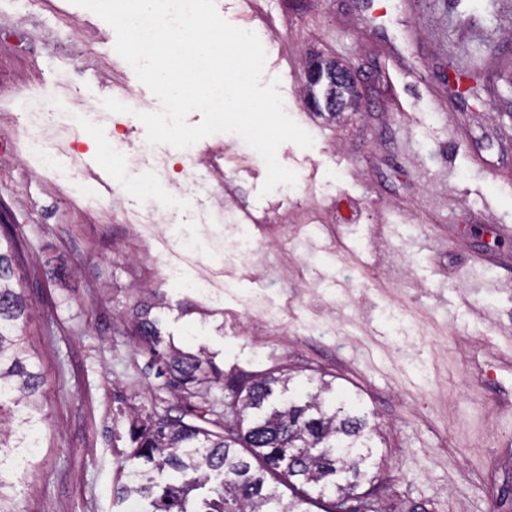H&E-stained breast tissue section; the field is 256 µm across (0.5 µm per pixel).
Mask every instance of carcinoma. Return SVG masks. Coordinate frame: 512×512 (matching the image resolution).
I'll return each instance as SVG.
<instances>
[{
  "label": "carcinoma",
  "instance_id": "carcinoma-1",
  "mask_svg": "<svg viewBox=\"0 0 512 512\" xmlns=\"http://www.w3.org/2000/svg\"><path fill=\"white\" fill-rule=\"evenodd\" d=\"M313 62L321 77L304 93L316 110L335 116L354 105L356 84L340 78L345 65ZM13 247L11 236L0 242V457L21 447L24 433L39 432L43 421L37 395L44 378L25 355L19 325L25 302L10 285ZM157 324L143 308L132 334L163 362L170 387L194 396L223 385L237 422L216 432L182 415L149 416L132 438V465L120 496L148 502L143 512H310L317 503L323 512H349L351 501L372 504L361 488L377 480L367 468L373 427L367 416L326 396L330 383L305 401L274 406L275 387L289 391L284 373L226 379L205 355L157 351ZM19 475L0 470V512H15L9 491Z\"/></svg>",
  "mask_w": 512,
  "mask_h": 512
}]
</instances>
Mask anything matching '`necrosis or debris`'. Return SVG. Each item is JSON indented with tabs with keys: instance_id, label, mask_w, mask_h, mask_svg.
Instances as JSON below:
<instances>
[{
	"instance_id": "obj_1",
	"label": "necrosis or debris",
	"mask_w": 512,
	"mask_h": 512,
	"mask_svg": "<svg viewBox=\"0 0 512 512\" xmlns=\"http://www.w3.org/2000/svg\"><path fill=\"white\" fill-rule=\"evenodd\" d=\"M84 13V8L68 7L63 0H0V56L21 68L0 83V122L11 129L0 137V156L22 158L35 172L48 174L78 215L96 211L104 198L101 184L79 166V129L103 123L106 116L85 106L76 112L59 111L60 102L71 95V85L61 77L46 80L42 66L56 60L74 66L93 60L94 38L80 21ZM67 16L76 24L63 37L52 22ZM34 97L42 100L41 111H25V102ZM178 157L182 181L203 188L211 202L223 204L224 178L217 162L195 146Z\"/></svg>"
}]
</instances>
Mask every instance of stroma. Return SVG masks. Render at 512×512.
<instances>
[{"mask_svg":"<svg viewBox=\"0 0 512 512\" xmlns=\"http://www.w3.org/2000/svg\"><path fill=\"white\" fill-rule=\"evenodd\" d=\"M215 6L258 35L262 83L278 81L314 138L277 151L295 186L260 195L266 165L240 141L212 208L203 190L171 185L174 148L144 160L135 116L80 132L81 162L103 174L167 167L146 195L118 184L107 212L178 209L175 235L200 258L180 279L117 217L69 218L46 178L0 160V239L16 240L23 346L46 379L19 512H136L115 494L133 425L190 404L225 421L221 386L184 401L138 348L144 306L164 342L213 353L224 373L288 369L294 398L332 377L376 428L378 512H512V0H254L252 22L241 0ZM316 56L355 70L358 99L341 116L305 103ZM108 139L123 152L101 150ZM249 232L271 240L266 259L235 250ZM219 270L220 303L183 286Z\"/></svg>","mask_w":512,"mask_h":512,"instance_id":"obj_1","label":"stroma"}]
</instances>
